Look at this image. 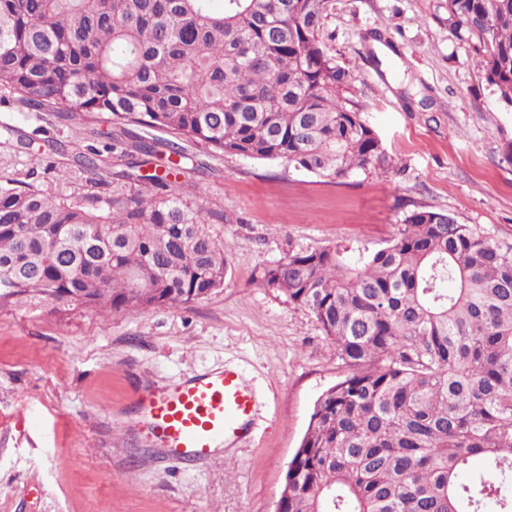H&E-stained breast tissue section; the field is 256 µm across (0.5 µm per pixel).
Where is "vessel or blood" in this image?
<instances>
[{
  "mask_svg": "<svg viewBox=\"0 0 512 512\" xmlns=\"http://www.w3.org/2000/svg\"><path fill=\"white\" fill-rule=\"evenodd\" d=\"M256 408L252 385L229 367L151 393L140 404L152 438L182 462L212 458L221 445L241 442Z\"/></svg>",
  "mask_w": 512,
  "mask_h": 512,
  "instance_id": "1",
  "label": "vessel or blood"
}]
</instances>
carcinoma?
Instances as JSON below:
<instances>
[{
	"instance_id": "cac0c4a2",
	"label": "carcinoma",
	"mask_w": 512,
	"mask_h": 512,
	"mask_svg": "<svg viewBox=\"0 0 512 512\" xmlns=\"http://www.w3.org/2000/svg\"><path fill=\"white\" fill-rule=\"evenodd\" d=\"M211 2L0 0V101L110 126L77 156L89 190L0 183V298L105 313L223 287L224 212L179 192L190 144L336 184L385 162L323 41L329 0ZM448 25L512 104V0H448ZM119 145L109 173L101 151ZM58 153L40 147L44 173ZM260 282L309 310L347 369L314 404L280 512H512V243L419 209L356 262L294 253Z\"/></svg>"
}]
</instances>
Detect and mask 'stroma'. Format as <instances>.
Segmentation results:
<instances>
[{
    "label": "stroma",
    "mask_w": 512,
    "mask_h": 512,
    "mask_svg": "<svg viewBox=\"0 0 512 512\" xmlns=\"http://www.w3.org/2000/svg\"><path fill=\"white\" fill-rule=\"evenodd\" d=\"M323 38L384 166L333 184L285 163L198 154L184 200L224 212V286L188 305L112 310L0 299V512H274L320 394L345 370L304 308L259 281L296 252L371 254L417 209L512 240V106L448 25L447 0H330ZM0 178L86 189L75 153L105 125L39 120L0 102ZM61 143L64 179L36 154ZM238 367L259 397L253 438L189 468L149 437L141 394Z\"/></svg>",
    "instance_id": "35a3bbf8"
}]
</instances>
